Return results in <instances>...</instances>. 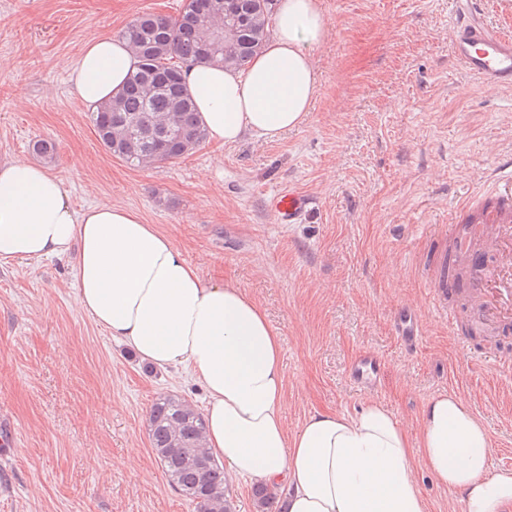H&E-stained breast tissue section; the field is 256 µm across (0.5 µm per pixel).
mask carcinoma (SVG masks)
<instances>
[{"mask_svg":"<svg viewBox=\"0 0 512 512\" xmlns=\"http://www.w3.org/2000/svg\"><path fill=\"white\" fill-rule=\"evenodd\" d=\"M184 0L174 18L144 14L121 33L139 59L137 70L116 96L91 113L97 140L112 156L133 167L179 159L206 139L196 106L182 82L188 62L243 70L271 36L275 0H224L219 12ZM446 260L448 276L461 280L458 259ZM151 447L168 483L195 503L197 512H231L224 467L205 448V421L188 400L163 394L148 417Z\"/></svg>","mask_w":512,"mask_h":512,"instance_id":"carcinoma-1","label":"carcinoma"}]
</instances>
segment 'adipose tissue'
Listing matches in <instances>:
<instances>
[{
  "label": "adipose tissue",
  "instance_id": "ef3b65f1",
  "mask_svg": "<svg viewBox=\"0 0 512 512\" xmlns=\"http://www.w3.org/2000/svg\"><path fill=\"white\" fill-rule=\"evenodd\" d=\"M326 33L315 0H280L273 34L247 69L189 63L183 82L210 142L279 138L305 121L317 92L311 52ZM125 40L90 38L69 73L93 112L136 71ZM66 258L79 309L141 360L189 369L203 387L207 446L234 475L283 492L281 512H428L424 466L463 512H512V469L490 470V437L453 395L430 398L418 437L383 404L318 412L288 434L282 346L257 302L206 279L134 210L75 209L64 182L25 157L0 164V264Z\"/></svg>",
  "mask_w": 512,
  "mask_h": 512
}]
</instances>
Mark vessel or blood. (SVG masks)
I'll return each mask as SVG.
<instances>
[{
    "mask_svg": "<svg viewBox=\"0 0 512 512\" xmlns=\"http://www.w3.org/2000/svg\"><path fill=\"white\" fill-rule=\"evenodd\" d=\"M453 53L464 70L492 90L512 89V18L490 23L485 18L483 0H450ZM478 194L490 205L484 222L491 238L497 240L501 258L488 262L474 258L467 286L474 311L497 319L512 315V160L493 167ZM308 194L289 187L274 198L273 212L278 223L300 222L313 208ZM378 362L364 356L350 367L351 378L369 386L377 378Z\"/></svg>",
    "mask_w": 512,
    "mask_h": 512,
    "instance_id": "obj_1",
    "label": "vessel or blood"
}]
</instances>
